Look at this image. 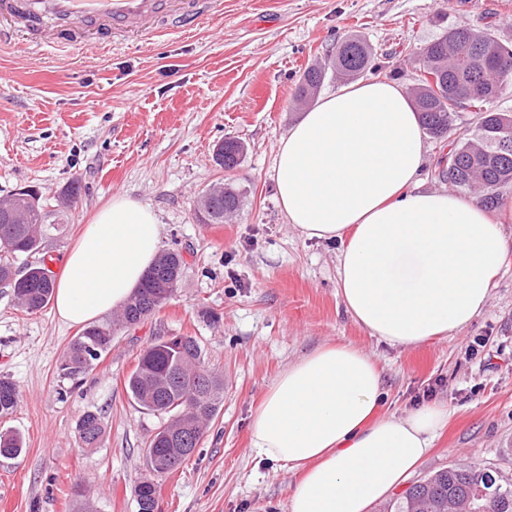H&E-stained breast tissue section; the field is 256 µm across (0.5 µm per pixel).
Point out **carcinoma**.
Instances as JSON below:
<instances>
[{"instance_id": "obj_1", "label": "carcinoma", "mask_w": 512, "mask_h": 512, "mask_svg": "<svg viewBox=\"0 0 512 512\" xmlns=\"http://www.w3.org/2000/svg\"><path fill=\"white\" fill-rule=\"evenodd\" d=\"M415 62L420 75L407 92L428 135L448 137L454 112L463 105L478 116L472 137L456 141L449 151L457 163V178L450 186L478 195L489 209L497 208L501 189L512 185V114L494 108L496 100L512 89V47L485 31L458 26L417 52ZM374 67L373 48L349 35L336 44L326 61L305 68L295 88V101L299 105L313 101L330 73L350 82ZM244 152L242 142L228 138L217 148L216 162L230 170L240 164ZM240 198L241 191L229 183L213 189L202 220L224 223L239 209ZM46 221L39 199L27 191L1 201L0 252L40 251ZM46 262L44 258L20 275L10 261L0 259V285L12 288L17 303L28 313L46 308L54 295L55 281ZM182 264L177 253L160 255L111 321L84 328L68 345L60 363L62 374L79 379L111 349L114 327L136 324L165 305L177 290ZM125 386L141 408L170 415L150 440L148 474L134 487L139 512H155V478L180 468L197 448L224 400V379L204 366L194 337L173 336L143 351ZM18 402L16 385L0 377V417L11 414ZM78 431L85 447H96L103 434L101 418L86 413ZM21 451L18 437L0 434V457L12 458ZM384 512H512V478L476 464H453L415 482Z\"/></svg>"}]
</instances>
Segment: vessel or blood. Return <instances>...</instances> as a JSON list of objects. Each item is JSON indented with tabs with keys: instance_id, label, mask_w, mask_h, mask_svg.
Returning <instances> with one entry per match:
<instances>
[{
	"instance_id": "obj_1",
	"label": "vessel or blood",
	"mask_w": 512,
	"mask_h": 512,
	"mask_svg": "<svg viewBox=\"0 0 512 512\" xmlns=\"http://www.w3.org/2000/svg\"><path fill=\"white\" fill-rule=\"evenodd\" d=\"M217 8V0H0V16L11 17L30 30L95 26L97 37L80 42L81 47L91 49L102 46L115 31L144 41L155 38L147 22L162 11L168 14L170 32L179 33L194 29Z\"/></svg>"
}]
</instances>
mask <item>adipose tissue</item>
<instances>
[{"label": "adipose tissue", "mask_w": 512, "mask_h": 512, "mask_svg": "<svg viewBox=\"0 0 512 512\" xmlns=\"http://www.w3.org/2000/svg\"><path fill=\"white\" fill-rule=\"evenodd\" d=\"M425 139L404 88L370 79L323 97L282 139L278 203L306 238L336 241L338 295L371 336L418 346L468 327L489 299L508 250L478 198L421 187ZM161 226L116 196L65 255L55 308L71 325L125 302L154 264ZM373 359L324 345L288 366L251 417L259 460L295 476L289 512H369L402 486L448 423L429 402L398 417L384 408Z\"/></svg>", "instance_id": "ef3b65f1"}]
</instances>
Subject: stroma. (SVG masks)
Here are the masks:
<instances>
[{
    "label": "stroma",
    "instance_id": "1",
    "mask_svg": "<svg viewBox=\"0 0 512 512\" xmlns=\"http://www.w3.org/2000/svg\"><path fill=\"white\" fill-rule=\"evenodd\" d=\"M222 17L149 44L115 34L108 47L63 51L51 32L24 30L0 42V199L36 189L48 214L44 251L15 258L16 270L49 254L52 272L86 224L113 196L151 209L162 249L182 255L178 289L145 321L115 331L111 350L79 380L59 365L80 329L54 307L27 313L0 285V376L18 387L0 431L19 434L23 452L0 458V498L10 512H138L133 494L146 474L145 450L162 415L141 409L125 381L142 350L192 336L206 366L224 376V401L191 458L157 480L156 512H287L294 477L255 457L252 411L288 364L347 342L383 372L386 407L405 415L422 402L453 414L421 479L451 463H474L512 477V252L483 312L465 329L414 347L377 341L345 313L337 294L335 242L307 239L278 205L274 159L303 115L293 94L304 68L355 35L377 66L364 79L414 84L411 55L451 26L492 33L512 44V0H223ZM476 116L454 114L449 141L470 136ZM247 152L233 170L214 155L225 139ZM446 142L427 139L425 186L438 176ZM82 190L62 207L73 179ZM242 192L224 224L201 223L204 193L218 183ZM94 412L104 432L83 447L81 417Z\"/></svg>",
    "mask_w": 512,
    "mask_h": 512
}]
</instances>
